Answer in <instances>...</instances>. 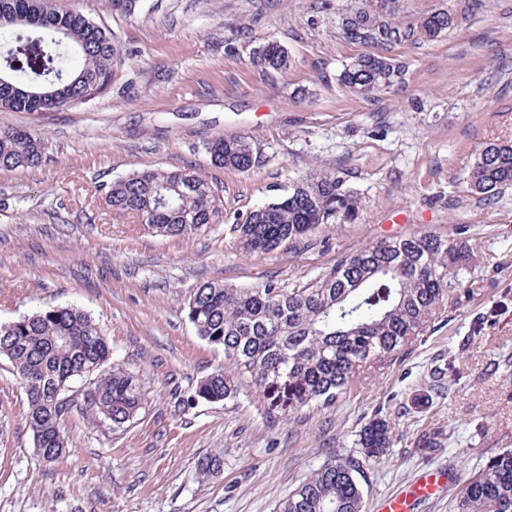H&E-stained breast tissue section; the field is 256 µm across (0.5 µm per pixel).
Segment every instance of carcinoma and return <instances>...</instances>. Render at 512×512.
Wrapping results in <instances>:
<instances>
[{
    "label": "carcinoma",
    "instance_id": "cac0c4a2",
    "mask_svg": "<svg viewBox=\"0 0 512 512\" xmlns=\"http://www.w3.org/2000/svg\"><path fill=\"white\" fill-rule=\"evenodd\" d=\"M343 18L342 26L383 35L390 46L430 40L451 24L438 13L401 26L373 12V3ZM0 109L44 112L72 107L108 89L124 51L111 31L77 8L60 10L54 0H0ZM252 62L282 71L288 53L274 42L254 47ZM402 76L400 66L380 55L347 65L342 85L353 94L381 90ZM41 139L25 129L0 130V167L32 168L42 159ZM218 168L248 171L252 145L241 135L220 136L207 146ZM471 189L486 198L512 182V140L486 144L469 168ZM106 203L132 215L162 237H185L215 224L222 214L219 189L192 167L155 168L112 183ZM360 202L338 178L311 171L288 194L231 225L236 248L269 253L336 220L353 221ZM476 244L466 236L445 239L413 233L368 243L341 256L313 281L286 288L274 282L236 288L202 282L190 296L188 318L198 336L224 349V366L207 375L196 396L207 402L235 399L244 381L274 391L288 411L329 407L372 364H392L427 327L466 291ZM112 348L99 325L76 307L50 308L0 324V356L21 379L27 423L42 459L54 462L68 444L62 419L72 401L64 397L77 378L98 374ZM145 398L137 374L120 364L99 374L80 407L97 421L120 429L133 421ZM362 459L333 456L279 501L276 512H368L359 481L362 462L392 451L389 423L374 418L359 431ZM220 452L197 463L201 478L223 466ZM454 512H512V448H503L464 483Z\"/></svg>",
    "mask_w": 512,
    "mask_h": 512
}]
</instances>
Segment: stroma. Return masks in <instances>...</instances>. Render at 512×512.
I'll return each instance as SVG.
<instances>
[{
	"instance_id": "stroma-1",
	"label": "stroma",
	"mask_w": 512,
	"mask_h": 512,
	"mask_svg": "<svg viewBox=\"0 0 512 512\" xmlns=\"http://www.w3.org/2000/svg\"><path fill=\"white\" fill-rule=\"evenodd\" d=\"M59 5L104 23L125 62L83 104L0 109V129L30 130L44 144L40 166L0 168V324L80 307L146 396L118 430L65 415L67 451L48 465L22 383L0 357V512H274L329 456L359 457L357 433L376 417L390 424L393 448L363 466L368 507L438 469L448 487L418 512H453L463 482L512 448V185L486 199L467 180L486 143L512 138V0H397V21L446 13L453 23L387 48L344 34L343 17L362 0H137L129 14L110 0ZM266 41L287 51V69L251 63ZM369 54L403 75L353 94L339 76ZM230 134L250 141L249 171L210 164L207 142ZM187 165L223 200L221 223L198 234L156 236L104 203L115 180ZM313 170L359 199L358 219L270 253L238 251L230 225ZM462 230L478 243L468 291L395 364L365 370L332 406L273 422L248 393L196 398L224 362L187 315L200 283L291 287L367 243ZM433 432L446 447H419ZM215 451L221 474L199 480L198 460Z\"/></svg>"
}]
</instances>
